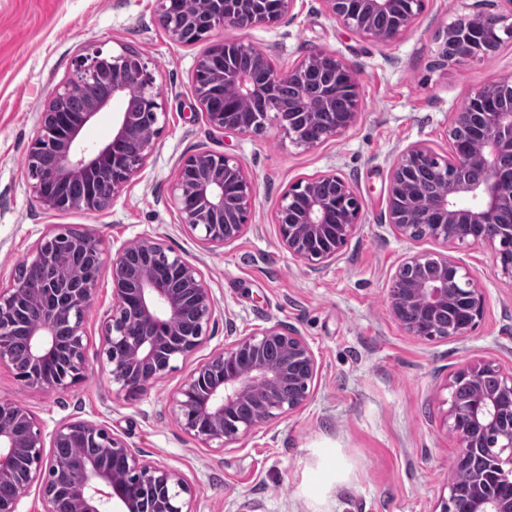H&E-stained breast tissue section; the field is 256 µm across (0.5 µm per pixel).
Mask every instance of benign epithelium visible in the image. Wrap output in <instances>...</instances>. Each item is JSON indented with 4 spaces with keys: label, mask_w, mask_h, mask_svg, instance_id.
I'll return each mask as SVG.
<instances>
[{
    "label": "benign epithelium",
    "mask_w": 512,
    "mask_h": 512,
    "mask_svg": "<svg viewBox=\"0 0 512 512\" xmlns=\"http://www.w3.org/2000/svg\"><path fill=\"white\" fill-rule=\"evenodd\" d=\"M157 22L175 42L196 44L211 37L206 31L190 40L184 27L170 17L167 0H157ZM266 0H197L198 10L217 19V26L243 29L259 23L276 24L296 0H280L278 12L265 9ZM326 12L351 31L389 45L413 24L418 11H404L401 0H322ZM389 16L388 28L376 25ZM498 29L512 38V0H480L475 11L461 14L436 35L434 67L462 66L490 58L503 43ZM247 53L253 69L243 71L237 57ZM336 66V84L327 88L316 104L303 96L278 113L279 124L298 145L313 147L352 127L359 116L361 92L354 67L334 53L319 50L296 65L280 70L271 54L239 41L211 46L198 60L195 92L210 126L242 135L254 132L248 115L235 108L241 99L266 101L283 83L304 84L307 72L323 65ZM73 76L48 96L39 131L31 140L27 169L33 191L44 210L81 209L102 212L140 173L151 156L163 127L164 96L153 73L140 56L128 48L119 53L90 45L73 63ZM99 78L105 92L92 96L76 119L66 116L68 90ZM503 83L486 84L451 113L449 132L479 129L476 150L449 138L446 163L453 171L445 192L417 198L414 179L424 162L436 155L416 143L403 149L391 172L388 224L402 238L421 240L419 228L448 248L460 244L491 248L495 267L512 279V101L500 103ZM143 95L147 112L116 113L112 139L92 148L81 142L83 128L112 104L131 93ZM343 97L349 110L319 138L309 139L304 128L316 113L328 110ZM54 156L47 170L37 168V158ZM112 169L111 188L71 199L61 193L70 181L90 179ZM478 168V181L459 173ZM331 183L326 195L321 187ZM256 187L242 162L224 154L200 152L185 158L171 188L170 204L179 224L208 246L231 244L250 221ZM362 206L355 188L335 173L300 179L282 195L274 213L282 247L313 270L336 261L361 225ZM66 238L87 255L97 271L107 270L112 281V309L102 327V349L108 375L119 391L135 398L173 369L201 345L213 320L216 301L199 268L168 249L154 236L139 237L135 247L123 245L105 259L101 242L83 227H50L30 257L20 264L48 271L68 266V256L56 249ZM165 267L163 275L138 273L141 265ZM70 267V266H68ZM98 278H88L78 267L70 277L47 278L33 294L25 279L14 274L0 286V364H7L26 387L65 390L88 374L83 319L93 302ZM387 305L394 320L412 336L433 339L423 331L430 318L456 309L465 314L459 323L444 327L443 338L464 339L485 314V297L479 282L450 255L417 253L407 256L390 279ZM24 336L27 349L17 352L13 340ZM280 345L278 361L266 349ZM318 372L314 352L296 331L279 324L257 329L224 345L187 378L175 392L173 412L193 438L224 447L250 431L290 416L310 399ZM497 379L491 392L468 402L455 398L456 386ZM450 430L459 442L453 470L490 446L501 454L488 460V472L467 482L466 512H512V374L488 360L466 363L448 382ZM84 436L98 448L94 456L73 459L57 453ZM40 480L44 512H191L182 495L192 494L182 474L168 466L149 464L111 430L88 420L58 424L45 440L42 429L22 404L0 400V484L11 495L0 498V512H19L21 500L34 480Z\"/></svg>",
    "instance_id": "benign-epithelium-1"
}]
</instances>
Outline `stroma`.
Returning <instances> with one entry per match:
<instances>
[{"instance_id":"stroma-1","label":"stroma","mask_w":512,"mask_h":512,"mask_svg":"<svg viewBox=\"0 0 512 512\" xmlns=\"http://www.w3.org/2000/svg\"><path fill=\"white\" fill-rule=\"evenodd\" d=\"M476 0H423L414 26L383 45L342 27L321 0H297L280 23L217 29L210 41L182 45L156 23L157 0H0V283L28 259L52 226L87 228L112 252L143 235L197 265L217 302L202 345L130 399L109 380L101 325L112 284L101 273L84 317L88 378L67 390L22 386L0 365V399L20 401L51 433L70 419L90 420L121 437L150 464L178 470L193 487L194 512H440L458 442L447 424L451 376L466 362L491 360L512 372V279L489 247L445 248L399 237L387 222L390 172L397 155L422 143L448 152L450 114L488 82L512 83V40L467 66H431L435 35ZM238 40L288 68L325 50L357 70L361 112L353 127L313 148L294 143L277 120L240 135L213 129L193 84L210 43ZM137 51L153 71L166 106L164 131L133 184L99 213L46 212L25 159L49 91L67 82L88 45ZM209 151L242 161L256 184L251 222L232 244L205 247L169 203L181 161ZM336 173L355 188L362 226L341 257L314 271L279 243L274 210L294 182ZM449 253L481 284L482 322L462 340L408 335L387 306L402 260ZM238 335L279 324L313 350L318 373L307 405L222 448L188 435L172 397L215 350L224 320Z\"/></svg>"}]
</instances>
